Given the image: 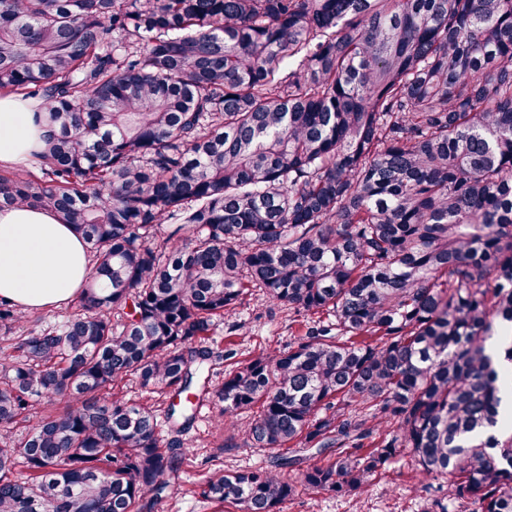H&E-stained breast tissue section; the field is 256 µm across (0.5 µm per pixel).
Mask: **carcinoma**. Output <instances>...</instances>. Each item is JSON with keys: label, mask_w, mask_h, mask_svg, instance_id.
<instances>
[{"label": "carcinoma", "mask_w": 512, "mask_h": 512, "mask_svg": "<svg viewBox=\"0 0 512 512\" xmlns=\"http://www.w3.org/2000/svg\"><path fill=\"white\" fill-rule=\"evenodd\" d=\"M0 91L53 127L0 204L95 261L59 326L0 300V512L176 499L206 402L277 451L207 476L220 507L349 495L407 452L512 512V0H0ZM256 291L304 336L215 352Z\"/></svg>", "instance_id": "obj_1"}]
</instances>
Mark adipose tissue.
Returning <instances> with one entry per match:
<instances>
[{"label":"adipose tissue","instance_id":"1","mask_svg":"<svg viewBox=\"0 0 512 512\" xmlns=\"http://www.w3.org/2000/svg\"><path fill=\"white\" fill-rule=\"evenodd\" d=\"M47 125L27 101L0 96V165L21 166L45 147ZM92 255L73 226L34 208H0V299L22 312L77 296L93 271Z\"/></svg>","mask_w":512,"mask_h":512}]
</instances>
